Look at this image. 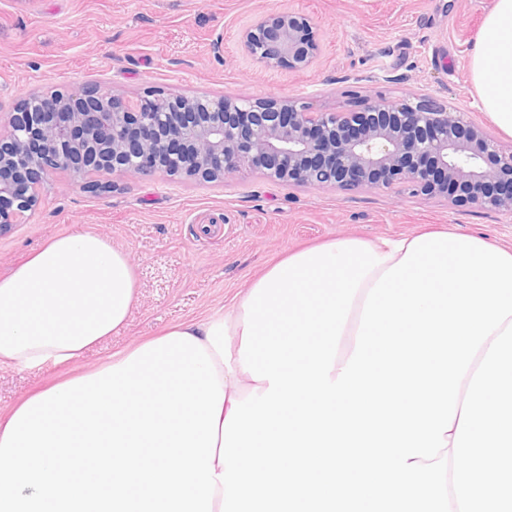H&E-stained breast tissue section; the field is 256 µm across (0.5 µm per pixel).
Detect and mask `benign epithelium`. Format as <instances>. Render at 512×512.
I'll use <instances>...</instances> for the list:
<instances>
[{
  "instance_id": "obj_1",
  "label": "benign epithelium",
  "mask_w": 512,
  "mask_h": 512,
  "mask_svg": "<svg viewBox=\"0 0 512 512\" xmlns=\"http://www.w3.org/2000/svg\"><path fill=\"white\" fill-rule=\"evenodd\" d=\"M240 42L267 69L304 71L321 53L310 17L295 11L259 16ZM255 168L290 185L398 188L512 216V148L426 95L313 112L288 97L130 98L95 85L44 104L34 92L0 123V234L22 223L60 173L159 171L219 185Z\"/></svg>"
}]
</instances>
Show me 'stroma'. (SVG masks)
Returning a JSON list of instances; mask_svg holds the SVG:
<instances>
[{"instance_id": "stroma-1", "label": "stroma", "mask_w": 512, "mask_h": 512, "mask_svg": "<svg viewBox=\"0 0 512 512\" xmlns=\"http://www.w3.org/2000/svg\"><path fill=\"white\" fill-rule=\"evenodd\" d=\"M491 0H0V113L49 87L98 83L127 95L298 97L316 110L367 95L422 94L490 121L470 79L475 33ZM307 14L323 44L304 72L265 70L239 34L259 16ZM99 190L60 174L26 219L0 235V274L49 238L82 229L129 252L140 303L127 328L79 360L0 369V411L166 326L230 306L284 252L343 235L397 238L445 226L512 248V216L398 190L290 186L245 171L221 185L162 173L99 174Z\"/></svg>"}]
</instances>
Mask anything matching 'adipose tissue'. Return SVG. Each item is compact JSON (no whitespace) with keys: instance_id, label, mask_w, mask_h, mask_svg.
Listing matches in <instances>:
<instances>
[{"instance_id":"1","label":"adipose tissue","mask_w":512,"mask_h":512,"mask_svg":"<svg viewBox=\"0 0 512 512\" xmlns=\"http://www.w3.org/2000/svg\"><path fill=\"white\" fill-rule=\"evenodd\" d=\"M470 75L492 124L512 137V0H492L484 14ZM384 271V266L375 267L358 288L335 368L344 367L350 358L366 295ZM139 299L136 269L125 250L87 230L50 238L0 275V365L24 370L79 359L121 333ZM247 299V293H240L223 311L173 326L198 339L209 354L226 411L253 388L269 386L268 381H254L240 363Z\"/></svg>"}]
</instances>
